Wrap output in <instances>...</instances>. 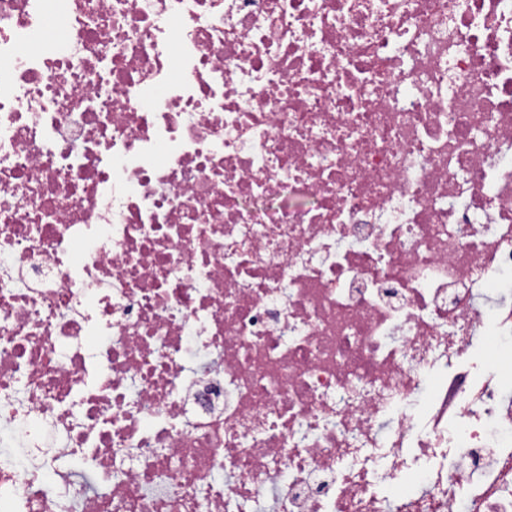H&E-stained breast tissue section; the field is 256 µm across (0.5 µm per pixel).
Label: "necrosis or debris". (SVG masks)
Masks as SVG:
<instances>
[{
  "label": "necrosis or debris",
  "mask_w": 512,
  "mask_h": 512,
  "mask_svg": "<svg viewBox=\"0 0 512 512\" xmlns=\"http://www.w3.org/2000/svg\"><path fill=\"white\" fill-rule=\"evenodd\" d=\"M511 274L512 0H0V512H512ZM415 483L411 480H406L400 484H379L377 491L389 498L391 502H395L400 498L415 497L421 492V487L414 485Z\"/></svg>",
  "instance_id": "4bbe7bcc"
}]
</instances>
